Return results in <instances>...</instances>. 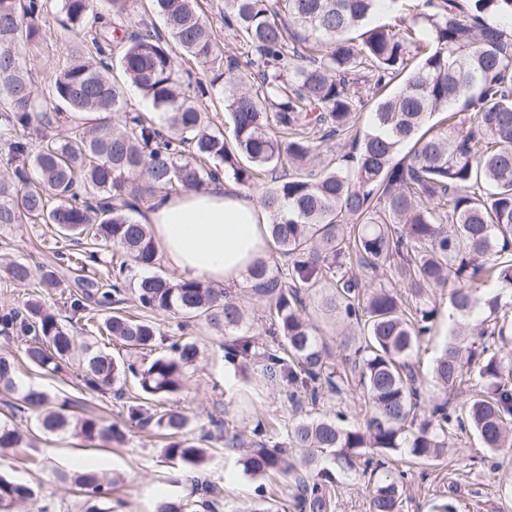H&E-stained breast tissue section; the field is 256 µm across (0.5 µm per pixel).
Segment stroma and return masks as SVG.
I'll list each match as a JSON object with an SVG mask.
<instances>
[{"mask_svg": "<svg viewBox=\"0 0 512 512\" xmlns=\"http://www.w3.org/2000/svg\"><path fill=\"white\" fill-rule=\"evenodd\" d=\"M40 36L20 47L38 93H46L55 74L81 45L61 24L58 6L50 0L39 21ZM68 241L60 238L50 224L0 226V311L20 309L29 299L39 300L57 315L77 339L96 342L97 337L73 319L69 312L72 274L59 260L69 252ZM28 258L34 266L57 269L60 284L44 290L36 282L11 281L5 272L6 258ZM154 321L165 337L179 336L194 341L200 355L191 367L184 388L169 400L170 408L189 415L200 426L221 418L230 428L251 434L258 419L290 423L292 408L279 388L255 386L236 365L225 360L224 336L203 325L181 328L179 316L168 313ZM24 384L41 388L58 399L86 402L90 414L109 423H125L127 414L111 394H92L83 386L76 366L67 365L57 373L23 369ZM166 440L159 432L130 427L124 444L88 442L64 433L30 434L19 448H0V471L27 483L39 492L37 503L13 506L11 512H36L38 504H51L53 512H80L84 503L77 489L59 482L58 471L70 468L73 459L100 472L117 476L112 489L119 501L118 512H149L153 501L189 499L192 475L167 462L162 456ZM207 473L224 489L221 512H245L257 490H265L275 512H287L290 491L284 477L255 478L244 473L237 452L225 448L222 439L207 446ZM455 494L459 512H512V453L493 454L482 448L475 435L467 433L453 440L445 459L426 467L424 475L409 476L405 483L402 512H433L448 494Z\"/></svg>", "mask_w": 512, "mask_h": 512, "instance_id": "1", "label": "stroma"}]
</instances>
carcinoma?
<instances>
[{"label":"carcinoma","instance_id":"1","mask_svg":"<svg viewBox=\"0 0 512 512\" xmlns=\"http://www.w3.org/2000/svg\"><path fill=\"white\" fill-rule=\"evenodd\" d=\"M69 27L92 35L87 54L55 75L48 95L35 90L13 46L34 39L40 0H0V125L8 131L0 174V225L52 224L77 251L66 255L76 271L73 315L130 351L150 350L161 332L149 319L116 307L130 290L154 314H180L217 334L250 328V314L229 288L159 274L149 226L133 216L157 193L178 194L230 180L256 185L268 212L280 261L254 260L248 298L268 323L264 342L235 339L230 362L261 364V376L280 387L298 417L288 426L296 448L288 460L275 441L276 425L257 422L240 463L253 477L280 474L292 489L294 512H334L336 474L307 467L320 453L347 473L376 475L392 456L431 465L448 440L467 431L492 453L512 452V359L489 341L508 325L484 326V308L497 320L502 293H512V0H422L411 20L376 25L374 15L397 0H224V25L245 42V63L224 55L198 12L197 0H152L165 33L141 23L138 31L110 20L132 0H111L112 15L97 0H59ZM208 66L209 85L182 88L176 51ZM130 83L150 112L125 107ZM224 84V111L232 138L214 124L203 101ZM373 84L363 100L355 86ZM399 83L394 92L386 87ZM370 107L368 130L351 134L357 109ZM65 112H95L92 125H72L63 137L33 140ZM437 113L445 114L432 122ZM349 137L334 165L319 167L321 144ZM117 254L112 277H97V254ZM144 274L137 278L131 271ZM8 277L26 282L33 265L10 262ZM401 281L415 297L404 308L393 288L365 292L362 274ZM429 288L449 289L448 344L431 377L439 394L425 396L411 357L430 335L437 309ZM359 332L339 342L336 362L315 333L307 300ZM0 334L25 340L23 356L0 355V390L19 395L13 416L34 418L36 430L122 444L127 430L94 417L74 419L76 400L51 401L44 390L20 383L19 369L56 372L72 363L84 387L111 389L125 398L134 379L142 397L125 403L130 423L165 431V458L203 471V445L212 428L189 416L157 410L179 393L197 346L175 340L169 354L149 361L121 359L81 343L31 300L24 310L0 314ZM476 374L487 388L457 414L452 396ZM329 397L367 407L363 423L348 414L313 417ZM21 434L0 424V448H17ZM86 492L84 512H114L112 482L80 465L61 472ZM197 499L162 501L157 512H218L220 486L195 480ZM33 487L0 475V506L32 501ZM370 512H401L402 485L387 473L369 486Z\"/></svg>","mask_w":512,"mask_h":512}]
</instances>
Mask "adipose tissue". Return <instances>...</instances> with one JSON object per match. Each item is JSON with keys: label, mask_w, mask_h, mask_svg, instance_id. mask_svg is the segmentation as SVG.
Returning <instances> with one entry per match:
<instances>
[{"label": "adipose tissue", "mask_w": 512, "mask_h": 512, "mask_svg": "<svg viewBox=\"0 0 512 512\" xmlns=\"http://www.w3.org/2000/svg\"><path fill=\"white\" fill-rule=\"evenodd\" d=\"M147 222L167 264L185 280L245 282L271 240L268 214L224 182L155 198Z\"/></svg>", "instance_id": "ef3b65f1"}]
</instances>
